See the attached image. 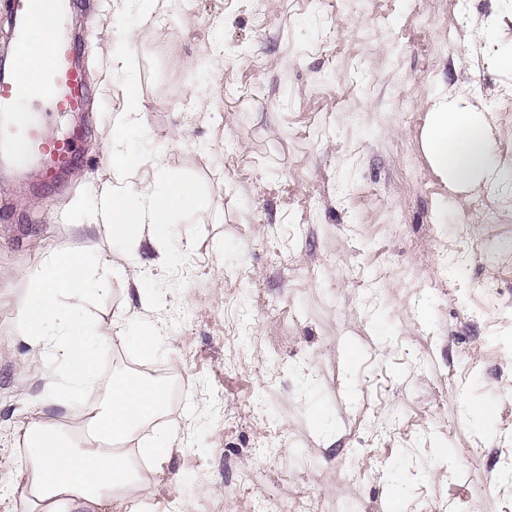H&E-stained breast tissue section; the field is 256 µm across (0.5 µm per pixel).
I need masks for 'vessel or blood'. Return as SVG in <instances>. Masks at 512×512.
Here are the masks:
<instances>
[{"label": "vessel or blood", "instance_id": "1", "mask_svg": "<svg viewBox=\"0 0 512 512\" xmlns=\"http://www.w3.org/2000/svg\"><path fill=\"white\" fill-rule=\"evenodd\" d=\"M74 0H9L7 21L13 32L11 64L0 76V152L14 158L37 154L40 176L54 178L58 169L72 162V143L47 137L25 119L23 109L34 99L51 104L59 112L85 109V72L76 61L77 41L67 26ZM39 24L48 31L45 63L32 68L29 31Z\"/></svg>", "mask_w": 512, "mask_h": 512}]
</instances>
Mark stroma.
Wrapping results in <instances>:
<instances>
[{
	"mask_svg": "<svg viewBox=\"0 0 512 512\" xmlns=\"http://www.w3.org/2000/svg\"><path fill=\"white\" fill-rule=\"evenodd\" d=\"M453 11L76 0L86 110L31 107L76 158L52 183L33 159L0 167V512H28L22 428L48 369L31 277L63 250L92 285L61 307L94 334L96 400L135 367L168 385L127 447L145 512H512V190L452 187L421 148L454 102L485 113L512 171V0H468L454 28ZM118 124L139 168L105 161ZM175 178L168 234L128 259L101 189ZM160 430L170 448L142 454Z\"/></svg>",
	"mask_w": 512,
	"mask_h": 512,
	"instance_id": "stroma-1",
	"label": "stroma"
}]
</instances>
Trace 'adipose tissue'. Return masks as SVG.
Returning <instances> with one entry per match:
<instances>
[{
  "label": "adipose tissue",
  "instance_id": "obj_1",
  "mask_svg": "<svg viewBox=\"0 0 512 512\" xmlns=\"http://www.w3.org/2000/svg\"><path fill=\"white\" fill-rule=\"evenodd\" d=\"M423 145L430 163L448 184L465 187L498 184L502 175L494 161L484 114L447 103L433 109L423 131ZM186 195L177 187L172 195L157 196L151 184H142L136 195L104 189L99 217L113 235L141 238L145 221L165 212ZM81 264L76 254L62 251L32 280L46 329L37 331L32 346L58 368L47 381L55 406L72 408L76 395H92L96 380L91 374L93 351L84 335L59 312L60 295L79 294ZM167 393L139 377L115 379L108 400L83 410L88 427L80 450H72L60 424L45 409H37L26 425L23 440L29 451L20 482L31 512H110L127 489L138 482L122 449L142 423L157 415Z\"/></svg>",
  "mask_w": 512,
  "mask_h": 512
}]
</instances>
